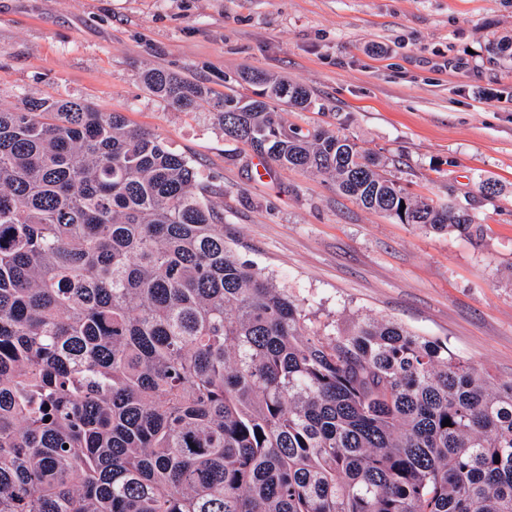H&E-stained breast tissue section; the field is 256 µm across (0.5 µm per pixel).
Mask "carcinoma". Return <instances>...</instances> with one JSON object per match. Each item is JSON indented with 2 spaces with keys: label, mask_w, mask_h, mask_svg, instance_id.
<instances>
[{
  "label": "carcinoma",
  "mask_w": 512,
  "mask_h": 512,
  "mask_svg": "<svg viewBox=\"0 0 512 512\" xmlns=\"http://www.w3.org/2000/svg\"><path fill=\"white\" fill-rule=\"evenodd\" d=\"M248 79L254 97L213 99L226 136L480 236L353 140L284 124L272 103L307 108L305 86ZM143 81L187 111L212 94ZM218 192L120 112L0 108V512H512V382L390 321L318 337L224 242Z\"/></svg>",
  "instance_id": "cac0c4a2"
}]
</instances>
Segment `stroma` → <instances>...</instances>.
Returning a JSON list of instances; mask_svg holds the SVG:
<instances>
[{"mask_svg": "<svg viewBox=\"0 0 512 512\" xmlns=\"http://www.w3.org/2000/svg\"><path fill=\"white\" fill-rule=\"evenodd\" d=\"M512 0H0V107L80 100L160 135L224 190V239L322 334L392 321L512 381ZM161 68L223 94L264 71L307 87L287 124L328 127L414 198L469 207L475 240L366 209L335 184L225 137L210 102L150 94ZM493 184L486 193L485 184Z\"/></svg>", "mask_w": 512, "mask_h": 512, "instance_id": "stroma-1", "label": "stroma"}]
</instances>
